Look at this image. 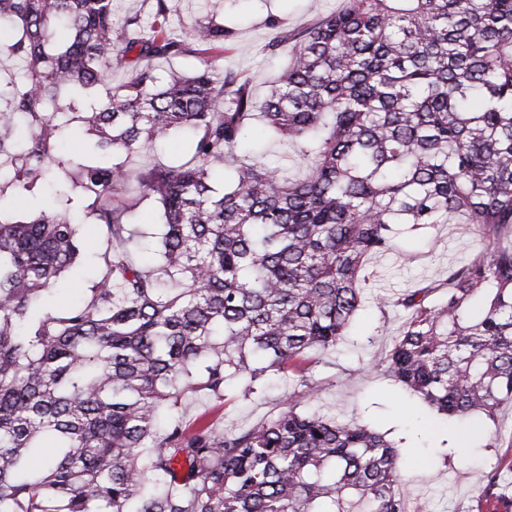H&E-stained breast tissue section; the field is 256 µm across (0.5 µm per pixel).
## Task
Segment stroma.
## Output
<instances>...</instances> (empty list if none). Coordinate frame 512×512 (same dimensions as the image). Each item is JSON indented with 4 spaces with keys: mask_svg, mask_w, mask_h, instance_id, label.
Returning a JSON list of instances; mask_svg holds the SVG:
<instances>
[{
    "mask_svg": "<svg viewBox=\"0 0 512 512\" xmlns=\"http://www.w3.org/2000/svg\"><path fill=\"white\" fill-rule=\"evenodd\" d=\"M344 0H226L212 9L210 0H168L173 27L191 26L213 17L234 31V50L211 55L218 70L245 75L256 99H263L279 74L283 56L267 55V14H275L285 27L300 30L324 13L341 9ZM248 162L283 164L291 177L302 175L296 152L275 139L262 125L248 128L239 144ZM131 229L142 232L132 260L140 266L157 260L155 236L160 233L158 209L146 200L127 218ZM82 245L78 261L65 273L59 289L45 301L47 308L64 313L100 280L107 239L99 225L79 222ZM491 240L470 224H401L391 251L371 256L365 267V301L348 333L326 365L315 370L317 390L302 398L301 408L320 411L373 427L385 433L402 454L401 483L409 512H485L482 499L486 475L497 460H512V403L499 406L493 416L465 422L448 419L388 377L376 362L391 347L404 321L400 309L384 305V298L409 288H431L439 300L450 265L467 261L489 248ZM291 389L282 375H269L263 391L251 399L228 394L224 405L204 399L187 404L188 418L198 416L224 423L226 428L248 427L279 414ZM468 434L471 450L459 455L449 442L451 434Z\"/></svg>",
    "mask_w": 512,
    "mask_h": 512,
    "instance_id": "obj_1",
    "label": "stroma"
}]
</instances>
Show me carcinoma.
Masks as SVG:
<instances>
[{
    "instance_id": "1",
    "label": "carcinoma",
    "mask_w": 512,
    "mask_h": 512,
    "mask_svg": "<svg viewBox=\"0 0 512 512\" xmlns=\"http://www.w3.org/2000/svg\"><path fill=\"white\" fill-rule=\"evenodd\" d=\"M113 22V0H0V183L49 206L0 216V512H407L385 435L305 411L226 430L186 402L258 394L271 374L316 388L314 368L360 310L363 268L396 224H473L493 246L448 269L445 298L400 294L382 366L450 417L512 402V0H345L293 32L271 16L263 51L292 45L258 101L205 58L159 85L155 63L234 49L208 20L171 30ZM126 70L103 99L93 92ZM103 155L178 129L192 156L132 169L61 149L68 112ZM27 119L21 132L14 118ZM261 119L307 172L234 159ZM231 168L219 193L215 174ZM93 198L111 256L65 315L40 307L79 259L72 192ZM159 206L160 264L127 256L125 214ZM485 497L512 512V499Z\"/></svg>"
}]
</instances>
